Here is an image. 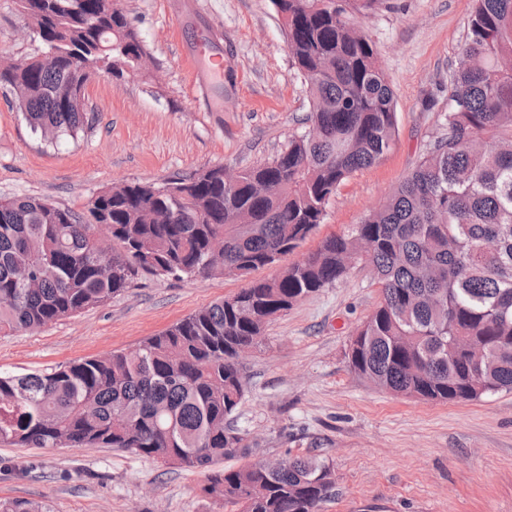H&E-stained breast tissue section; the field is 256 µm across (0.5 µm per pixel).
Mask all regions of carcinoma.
I'll return each mask as SVG.
<instances>
[{
	"label": "carcinoma",
	"mask_w": 512,
	"mask_h": 512,
	"mask_svg": "<svg viewBox=\"0 0 512 512\" xmlns=\"http://www.w3.org/2000/svg\"><path fill=\"white\" fill-rule=\"evenodd\" d=\"M359 12L379 0H272L310 97L303 131L224 186L218 166L162 184L100 191L84 215L34 197L0 199V334L34 331L119 294L139 275L246 277L275 266L323 223L338 188L398 136L394 93ZM53 70L24 58L0 70L43 141L77 138L90 114L65 104L101 73L120 79L145 53L114 0H17ZM442 132L413 171L348 233L253 281L131 350L28 373L0 371V443L117 448L208 472L203 494L230 512H318L335 481L300 456L218 465L249 450L231 425L245 395L239 350L294 303L373 267L381 300L356 330L350 371L409 399L470 401L512 392V0H475L448 83ZM268 180L273 191L252 193ZM107 236L95 241V225ZM461 336L471 350L455 351ZM0 512H50L0 501Z\"/></svg>",
	"instance_id": "carcinoma-1"
}]
</instances>
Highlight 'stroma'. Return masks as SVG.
<instances>
[{"instance_id": "stroma-1", "label": "stroma", "mask_w": 512, "mask_h": 512, "mask_svg": "<svg viewBox=\"0 0 512 512\" xmlns=\"http://www.w3.org/2000/svg\"><path fill=\"white\" fill-rule=\"evenodd\" d=\"M152 65L87 86L92 124L44 142L0 89V198L29 196L83 210L118 182L160 183L215 166L271 159L310 109L271 0H120ZM474 0H380L362 23L395 93L398 140L378 164L337 191L316 231L282 260L290 266L361 223L415 167L448 110ZM214 40L220 90L194 84L195 39ZM43 44L16 0H0V59ZM250 277L138 276L121 294L35 331L0 335V370L25 372L128 350ZM368 269L354 267L280 314L242 361L246 392L234 419L251 457L327 463L335 491L319 512H512V392L472 401L409 400L351 373L346 352L377 307ZM205 471L111 448L0 444V500L42 501L51 512H225L205 496Z\"/></svg>"}]
</instances>
